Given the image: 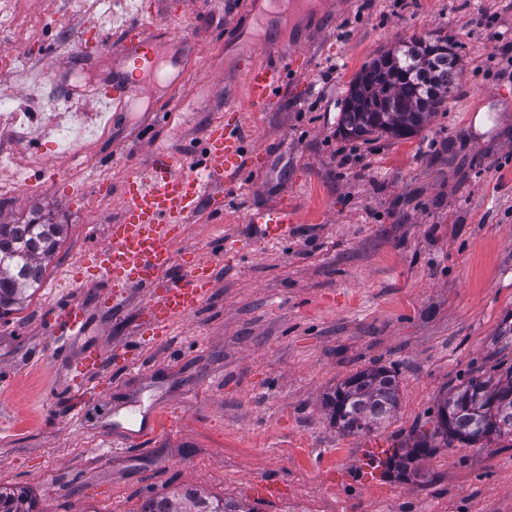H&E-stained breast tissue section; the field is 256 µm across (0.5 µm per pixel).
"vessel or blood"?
Returning <instances> with one entry per match:
<instances>
[{
  "instance_id": "obj_1",
  "label": "vessel or blood",
  "mask_w": 512,
  "mask_h": 512,
  "mask_svg": "<svg viewBox=\"0 0 512 512\" xmlns=\"http://www.w3.org/2000/svg\"><path fill=\"white\" fill-rule=\"evenodd\" d=\"M165 26L147 28L131 22L124 29L121 44L127 51L154 49L165 40ZM288 49L272 47L265 61L251 64L246 72L245 94L252 108L268 106L286 77ZM161 78L157 66H150L148 77L124 79L114 76L111 89L97 93L105 107L133 109L143 95ZM248 132L242 123H216L207 134L206 162L194 172L192 162L164 151L152 152L144 172L128 182L120 201L122 219L113 224L106 244L89 252L86 264L93 271L90 284L103 300H110L115 287L149 289V314L168 322L193 311L203 300L212 277L209 260L196 261L185 276L174 283L160 284L157 276L175 262L173 225L183 223L208 198L213 184L236 187L246 170L244 142ZM288 207L280 205L255 214L261 238L280 241L288 235Z\"/></svg>"
}]
</instances>
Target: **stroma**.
I'll use <instances>...</instances> for the list:
<instances>
[{"label":"stroma","mask_w":512,"mask_h":512,"mask_svg":"<svg viewBox=\"0 0 512 512\" xmlns=\"http://www.w3.org/2000/svg\"><path fill=\"white\" fill-rule=\"evenodd\" d=\"M12 24L0 46V99L51 117L95 112L93 90L121 60L127 21L169 23L187 57L178 67V112L158 115L155 86L110 136L79 154L47 153L0 130L29 180L0 203V222L51 215L66 232L38 290L0 319V486H27L42 512H141L180 488L282 512L303 498L315 512H512V448L454 444L424 458L427 482H400L380 462L432 429L438 399L472 375L512 364L497 341L512 321V66L475 19L495 12L512 38V0H265L261 19L243 0H0ZM458 45V89L424 128L395 139L340 132L349 87L385 50L414 39ZM96 53H75V40ZM289 43L288 90L262 110L244 96L248 60L266 44ZM47 72L37 86L19 67ZM240 120L254 165L233 189L175 229L171 279L194 258L213 261L215 285L172 327L149 322L146 292L118 305L89 288L82 259L104 245L120 217L127 177L153 150L195 160L207 128ZM286 202L294 222L279 242L258 237L252 213ZM88 319L80 332L48 322L59 278ZM99 370L78 377L89 350ZM397 372L398 406L383 427L346 434L323 406L356 372ZM85 391L72 399L70 388ZM158 430L126 447L122 431L146 417ZM262 482L274 485L256 494Z\"/></svg>","instance_id":"stroma-1"}]
</instances>
